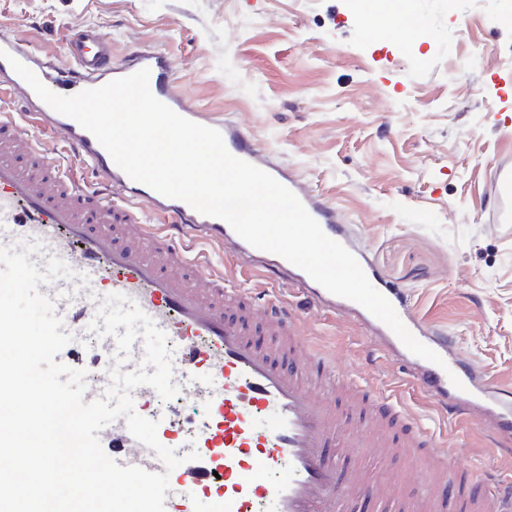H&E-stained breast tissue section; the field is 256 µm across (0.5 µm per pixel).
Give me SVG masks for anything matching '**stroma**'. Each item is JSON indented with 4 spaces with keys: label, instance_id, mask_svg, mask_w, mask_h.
<instances>
[{
    "label": "stroma",
    "instance_id": "stroma-1",
    "mask_svg": "<svg viewBox=\"0 0 512 512\" xmlns=\"http://www.w3.org/2000/svg\"><path fill=\"white\" fill-rule=\"evenodd\" d=\"M411 6L417 32L382 38L349 0H0V32L61 68L68 35L87 27L111 37L117 60L163 50L176 90L332 207L410 310L452 337L455 359L512 395V223L488 221L495 169L512 164V0ZM288 297L343 374L445 430L449 466L512 482V449L442 420L354 314Z\"/></svg>",
    "mask_w": 512,
    "mask_h": 512
}]
</instances>
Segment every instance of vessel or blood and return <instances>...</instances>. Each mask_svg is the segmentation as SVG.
Returning <instances> with one entry per match:
<instances>
[{
	"label": "vessel or blood",
	"mask_w": 512,
	"mask_h": 512,
	"mask_svg": "<svg viewBox=\"0 0 512 512\" xmlns=\"http://www.w3.org/2000/svg\"><path fill=\"white\" fill-rule=\"evenodd\" d=\"M0 49L30 68L59 95H74L146 68L152 94L181 116L199 121L197 108L172 85L166 54L139 48L122 62L112 60V44L101 30L88 28L68 40L72 64L59 68L37 57L18 36L0 37ZM43 130L65 129L59 149L46 148L26 131L28 112L0 113V246L37 242L31 254L38 269L49 258L65 262L75 279L40 285L55 302L71 336L57 359L85 368L83 343L98 306L108 293L132 299L167 337L173 384L179 391L168 411L149 412L158 420V440L183 462L166 471L155 451L137 441L125 418L99 431L102 447L119 466L168 472L177 492L167 494L165 512H352L371 498L379 512H512L511 488H488L471 467L448 469L446 436L426 432L398 400L370 393L336 369L334 356L312 342L293 304L258 297L217 270L199 241L252 247L225 221L197 212L133 181L89 131L74 119L44 107ZM230 154L264 168L291 190L324 234L347 238L335 211L317 200L263 154L239 128L219 124ZM80 162L94 176L82 185L70 167ZM498 206L494 221L512 222V167L496 172ZM294 284L309 302L324 305L331 294L300 268ZM371 284L394 307L402 322L447 366L420 360L421 387L435 407L463 420H483L486 410L465 402L481 390L478 376L449 361L452 340L427 338L426 326L411 317L397 287L367 270ZM84 401L103 396L108 368L86 377ZM204 410L185 423V405ZM385 449L390 461L427 458V490L412 496L401 473L367 476L352 448ZM195 460H186L190 451Z\"/></svg>",
	"instance_id": "obj_1"
}]
</instances>
